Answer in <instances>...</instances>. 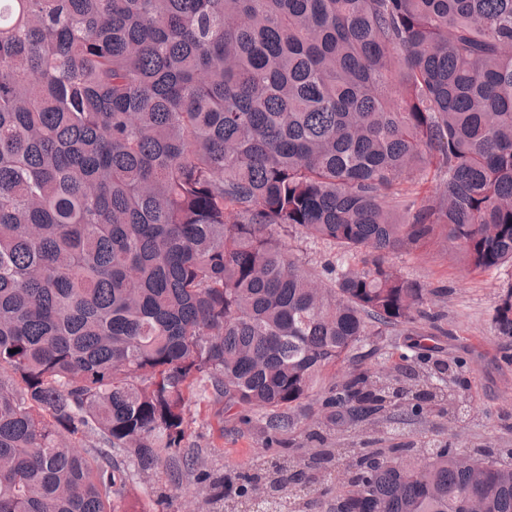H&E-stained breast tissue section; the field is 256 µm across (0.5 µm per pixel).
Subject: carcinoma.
<instances>
[{"instance_id":"carcinoma-1","label":"carcinoma","mask_w":512,"mask_h":512,"mask_svg":"<svg viewBox=\"0 0 512 512\" xmlns=\"http://www.w3.org/2000/svg\"><path fill=\"white\" fill-rule=\"evenodd\" d=\"M293 234L362 267L323 284ZM431 243L512 266V0H0V512H144L84 439L190 469L210 389L298 429L372 337L436 323L386 260ZM493 322L512 336V286ZM452 384L365 369L329 402L459 423ZM427 444L353 457L333 512H512V455ZM338 464L281 463L260 512H302ZM255 491L217 478L204 504Z\"/></svg>"}]
</instances>
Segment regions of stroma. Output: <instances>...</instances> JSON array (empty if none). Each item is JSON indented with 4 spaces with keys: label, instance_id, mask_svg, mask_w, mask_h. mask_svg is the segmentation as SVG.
<instances>
[{
    "label": "stroma",
    "instance_id": "1",
    "mask_svg": "<svg viewBox=\"0 0 512 512\" xmlns=\"http://www.w3.org/2000/svg\"><path fill=\"white\" fill-rule=\"evenodd\" d=\"M389 261L425 288L447 289L445 298L429 303L440 316V329L425 336L417 323L374 337L359 357L339 367L337 377L381 364L393 368L404 358L422 355L459 364L460 392L471 403L469 420L454 424L437 414L408 418L403 440L412 446L410 459L419 460V448L430 438L487 449L512 448V337L498 335L492 321L499 294L512 285V266L473 272L439 244L390 256ZM187 416L186 446L199 456L195 470L165 463L144 474L123 453L109 456L125 471L129 489L146 512H201L210 478L248 474L256 461L276 462L308 450L303 434L271 439L259 415L225 411L223 399L213 394L204 403L190 405Z\"/></svg>",
    "mask_w": 512,
    "mask_h": 512
}]
</instances>
